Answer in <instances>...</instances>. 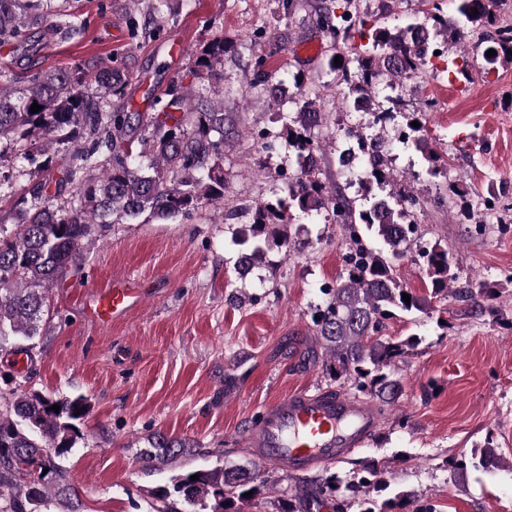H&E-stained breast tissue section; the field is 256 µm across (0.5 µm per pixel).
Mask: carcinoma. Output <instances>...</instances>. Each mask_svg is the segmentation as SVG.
I'll list each match as a JSON object with an SVG mask.
<instances>
[{
	"label": "carcinoma",
	"mask_w": 512,
	"mask_h": 512,
	"mask_svg": "<svg viewBox=\"0 0 512 512\" xmlns=\"http://www.w3.org/2000/svg\"><path fill=\"white\" fill-rule=\"evenodd\" d=\"M452 2L471 28L485 31L494 25L482 0ZM475 8L477 15L472 14ZM46 14L48 0H0V40L19 37L24 19L34 25ZM316 24L342 44L337 53L341 64L329 63L330 70L342 86L345 105L363 113L378 111L380 83L403 87L427 45L447 34V21L434 14L427 25L380 26L369 33L357 0H325ZM495 33L490 64L505 54L512 57V26ZM357 36L367 42L353 45ZM223 66L224 39L219 38L164 95L152 98L153 112L146 115L112 104V97L123 95L128 75L109 65L87 73L51 69L26 77L17 90L0 89V145L18 149L22 159L43 173L28 189L31 199L20 200L19 223L0 224V353L23 354L33 361L35 338L49 314V291L81 265L97 233L143 215L158 221L188 219L207 205L224 202V102L191 98L192 85L223 82ZM34 103L42 109L32 113ZM323 119L318 97L305 92L293 115L280 116L282 126L274 137L294 158L295 181L288 184V199L259 204L253 222L236 229L234 241L241 249L234 267L244 278L267 262L270 251L296 248L297 239L287 231L291 211L307 217L332 211L349 235L348 268L336 285L322 289L325 299L312 315L315 339L334 379L383 407L402 392L393 367L419 343L415 335H382L386 321L398 312H424L432 300L450 294L468 313L491 314L495 296L482 281L456 285L453 254L448 244L434 240L419 248L429 294L402 300L409 290L397 276V262L410 247L408 206H418L419 196L410 188H394L396 176L381 154L368 160L366 178L359 184L361 209L341 190L327 191L311 165L322 144L313 131L323 126ZM423 130L408 123L402 137L406 148L422 155L426 174L435 176L441 157ZM56 142L72 144V163L53 164L47 153ZM39 156L44 157L40 163ZM101 158V172L84 179V171L97 167ZM54 405L60 410H51ZM85 409L82 397L54 401L17 387L0 392V512H83L64 459L81 437L74 412ZM183 453L181 441L159 434L139 458L171 469ZM450 466L460 473L470 467L486 472L499 468L493 437L470 455L452 459ZM195 473L197 480L188 473L171 475L154 493L152 512H195L198 507L240 512L239 504L247 501L244 493L256 494L266 484L253 461ZM383 474L378 462L365 460L351 481L335 472L306 480L283 512H312L329 501L334 512H348L354 497L360 512L412 505L402 495L377 501L374 494L388 488Z\"/></svg>",
	"instance_id": "obj_1"
}]
</instances>
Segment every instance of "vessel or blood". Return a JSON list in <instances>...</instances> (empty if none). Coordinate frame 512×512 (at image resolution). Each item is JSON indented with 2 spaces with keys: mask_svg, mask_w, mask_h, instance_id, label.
Here are the masks:
<instances>
[{
  "mask_svg": "<svg viewBox=\"0 0 512 512\" xmlns=\"http://www.w3.org/2000/svg\"><path fill=\"white\" fill-rule=\"evenodd\" d=\"M145 296V289L116 281L95 290L86 313L99 325H108L140 306ZM377 425L372 409L358 399L332 390H299L265 405L243 445L261 462L303 473L339 461Z\"/></svg>",
  "mask_w": 512,
  "mask_h": 512,
  "instance_id": "vessel-or-blood-1",
  "label": "vessel or blood"
}]
</instances>
